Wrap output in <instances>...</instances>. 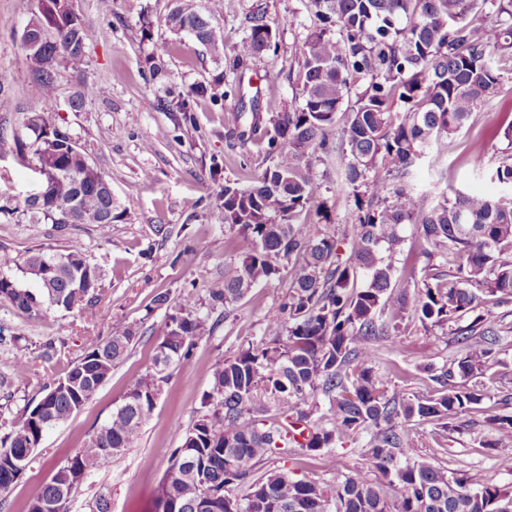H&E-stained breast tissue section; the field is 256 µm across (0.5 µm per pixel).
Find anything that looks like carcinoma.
<instances>
[{
  "label": "carcinoma",
  "mask_w": 512,
  "mask_h": 512,
  "mask_svg": "<svg viewBox=\"0 0 512 512\" xmlns=\"http://www.w3.org/2000/svg\"><path fill=\"white\" fill-rule=\"evenodd\" d=\"M314 20L301 44L302 67L294 105L273 104L252 113L249 132L237 137L273 159L252 184L227 179L218 198L220 222L232 231L237 262L208 289V303L187 293L168 316L153 367L140 377L102 425L30 504L29 512H69L77 471L108 467L138 439L160 394L164 372L191 360L194 341L213 331L210 312H224L251 289L292 266L288 292L270 315V341L241 348L212 372L200 415L174 449L158 497V512H512V490L477 487L463 471H447L426 457L406 455L402 422L431 423L447 433L463 415L481 412L497 439L512 441V415L482 407L484 377L503 378L495 367L501 328L482 311L486 303L512 301V153L484 168L496 193L455 192L433 201L411 185L424 158L437 161L473 112L491 101L512 76V0H305ZM222 6L210 0H175L173 32L194 38L221 59ZM22 39L42 85V107L26 118L31 142L0 133V158L32 149L36 167L49 174L40 197L0 205V216L33 224H96L120 220L110 181L91 164L72 135L49 119L59 68L87 64L91 30L75 0H36ZM266 16L247 17V34L233 49L232 69L277 47ZM176 46L155 43L146 57L159 109L174 106L191 120V101L224 84V72L209 85L179 95L165 82L162 58ZM340 127L344 176L356 212L347 238L326 231L331 223L313 162L331 152L329 132ZM385 168L387 177H377ZM404 224L421 226L427 273L408 301L392 283V256ZM21 272L36 288L22 287L0 271V302L31 316L58 310L86 312L94 294L71 287L89 276L99 288L103 274L81 244L66 253L35 252ZM207 312H202V308ZM448 329L461 357L423 370L432 382L422 394L389 393L376 371L375 342L415 327ZM138 328L120 325L92 338L65 377L71 386L48 391L0 445V491H7L33 460L44 432L70 418L139 341ZM328 403L324 424L312 422L316 398ZM280 420L258 427L253 413L269 402ZM364 436L367 468L343 476L331 489L286 474L260 473L273 450L301 448L329 456L344 436Z\"/></svg>",
  "instance_id": "1"
}]
</instances>
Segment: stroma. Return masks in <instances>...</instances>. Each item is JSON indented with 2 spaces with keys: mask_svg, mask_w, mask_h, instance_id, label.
I'll return each mask as SVG.
<instances>
[{
  "mask_svg": "<svg viewBox=\"0 0 512 512\" xmlns=\"http://www.w3.org/2000/svg\"><path fill=\"white\" fill-rule=\"evenodd\" d=\"M35 0H0V90L13 108L0 112V131L26 136L24 121L41 105L40 83L26 59L21 34ZM76 7L94 38L87 49L88 63L81 73L61 70L56 75L55 118L103 170L112 196L124 216L101 228L94 224H29L0 220V266L16 272L32 251L62 254L79 241L88 260L104 272L101 289L87 314L58 311L32 318L9 303L0 302V440L33 407L67 365L83 354L90 337H107L118 324L137 325L139 342L117 365L94 398L68 420L46 431L34 459L18 481L0 493V512H28L30 503L50 482L56 469L73 457L85 441L111 416L130 386L152 367L174 304L186 293L205 298L213 279L222 276L231 259L229 229L215 215L217 195L225 180H252L268 162L254 146L241 145L236 134L240 113L265 112L267 100L290 104L302 64L300 47L312 26L302 0H223L219 23L224 46L232 48L245 34V17L264 10L277 29V49L251 58L238 95L219 102L199 100L195 121L179 122L177 113L152 108L158 84L152 80L145 57L152 43L176 42L164 59L177 90L210 79L216 63L192 38L174 35L167 18L172 0H76ZM152 23V41L142 39L141 19ZM101 87L100 95L85 99L81 109L70 106L83 86ZM512 120V79L498 97L479 107L472 120L455 136L438 165L421 161L414 169L416 189L431 196L451 190L482 186L469 159L482 153L487 166L505 154L507 142L494 130ZM151 135L152 148L142 138ZM32 155L0 159V203L23 201L37 186ZM324 197L337 234H344L353 219L342 190L344 166L334 154L317 163ZM404 242L392 264L397 278H422L425 260L417 225L403 228ZM289 273L260 284L236 303L226 320L210 334L195 340L193 362L168 369V378L149 419L132 448L112 463L88 475L74 491L70 512H87L100 491L110 490L112 512H156L157 495L182 442L185 426L196 420L211 373L225 357L260 342L267 317L287 292ZM169 302L157 307V293ZM377 370L389 389L404 393L425 391L422 366L440 364L459 356L451 335L439 329L417 328L377 341ZM27 354L31 369L24 377L14 373L19 354ZM459 432L443 434L429 423L405 425L409 457L425 455L441 467L462 470L483 485L511 486L512 473L498 463V453L486 448L494 432L482 415L462 417ZM364 438L338 442L332 459L308 458L298 448L279 451L261 466L267 473L285 472L331 487L343 475L362 467Z\"/></svg>",
  "mask_w": 512,
  "mask_h": 512,
  "instance_id": "obj_1",
  "label": "stroma"
}]
</instances>
